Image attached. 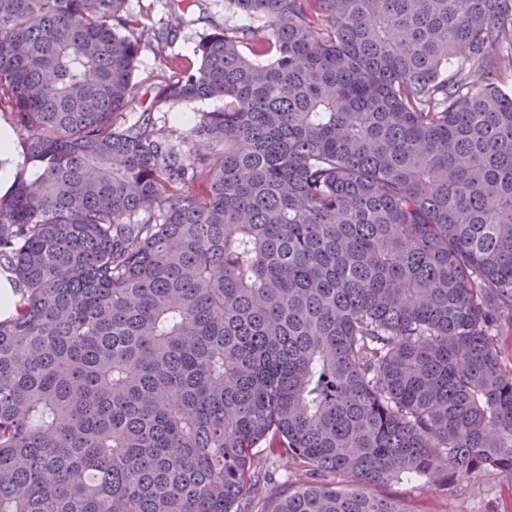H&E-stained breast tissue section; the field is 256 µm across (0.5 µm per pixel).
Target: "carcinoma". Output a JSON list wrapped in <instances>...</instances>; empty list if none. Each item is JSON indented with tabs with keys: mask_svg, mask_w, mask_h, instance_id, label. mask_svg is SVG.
Wrapping results in <instances>:
<instances>
[{
	"mask_svg": "<svg viewBox=\"0 0 512 512\" xmlns=\"http://www.w3.org/2000/svg\"><path fill=\"white\" fill-rule=\"evenodd\" d=\"M228 4L137 82L126 0H0V512H240L262 441L352 483L273 512L512 482V0ZM224 109V101L219 99H203L191 102H177L169 104L161 111L153 113V120L156 127H166L173 131L172 145L181 153H187L191 147L184 135L194 125L200 112H213ZM178 136V138H176ZM8 112L10 111L7 108H1L0 120L8 121L16 134L8 124H2L0 122V196L4 195L10 189L18 173V166L21 167L23 165L21 155L17 164L20 153L18 139L21 141L22 138L26 136V132L20 130V128L13 123L11 115Z\"/></svg>",
	"mask_w": 512,
	"mask_h": 512,
	"instance_id": "1",
	"label": "carcinoma"
}]
</instances>
